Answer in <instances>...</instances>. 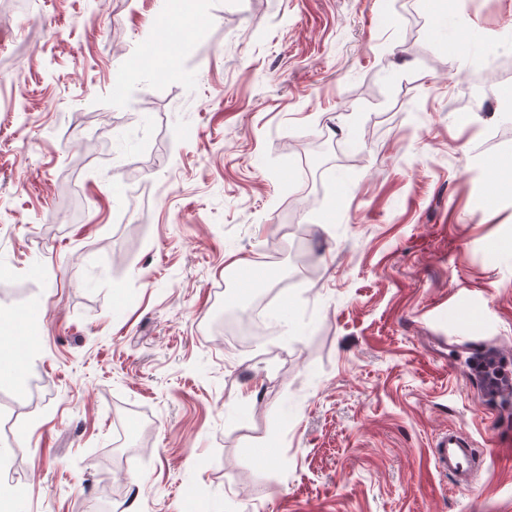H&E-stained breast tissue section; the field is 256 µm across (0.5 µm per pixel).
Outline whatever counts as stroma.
<instances>
[{
	"label": "stroma",
	"instance_id": "35a3bbf8",
	"mask_svg": "<svg viewBox=\"0 0 512 512\" xmlns=\"http://www.w3.org/2000/svg\"><path fill=\"white\" fill-rule=\"evenodd\" d=\"M0 12V512H512L456 330L512 349V0H28ZM476 27L494 58L458 65ZM347 175L338 187L337 172ZM138 223L123 222L128 210ZM499 246L489 259L485 243ZM254 347L206 332L247 309ZM477 441L465 430L450 428L440 437L434 448L436 469L453 475L458 487L465 491L475 488V471L473 468V451Z\"/></svg>",
	"mask_w": 512,
	"mask_h": 512
}]
</instances>
